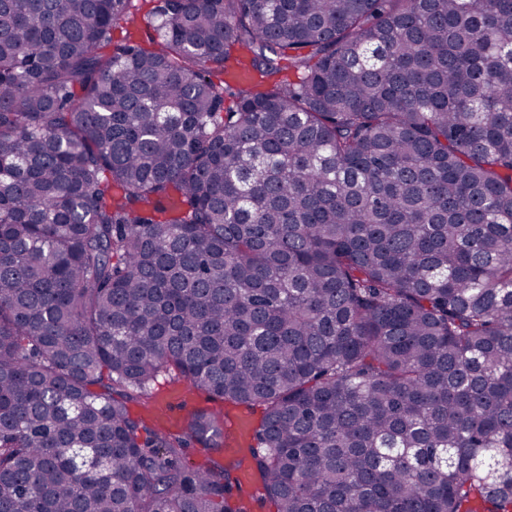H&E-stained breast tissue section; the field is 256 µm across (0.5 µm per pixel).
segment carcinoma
I'll return each instance as SVG.
<instances>
[{
  "mask_svg": "<svg viewBox=\"0 0 512 512\" xmlns=\"http://www.w3.org/2000/svg\"><path fill=\"white\" fill-rule=\"evenodd\" d=\"M130 5L0 0V512H512V0ZM155 0H133L132 11L137 16V23L134 26H117L113 29V43H121L126 36L138 41L146 48L153 46L151 38L154 35L153 27L147 24V16L154 6ZM184 391V397L180 401L176 402L180 409H189L191 411L197 408L208 409L224 420V427L225 425L227 427L228 419H232L233 415H248L252 418L253 422L252 433L253 430L259 426L262 416V409L260 407H257L252 411H248L241 407L225 405L224 402L219 400H213L207 393L203 391L193 390L189 392L185 389Z\"/></svg>",
  "mask_w": 512,
  "mask_h": 512,
  "instance_id": "cac0c4a2",
  "label": "carcinoma"
}]
</instances>
